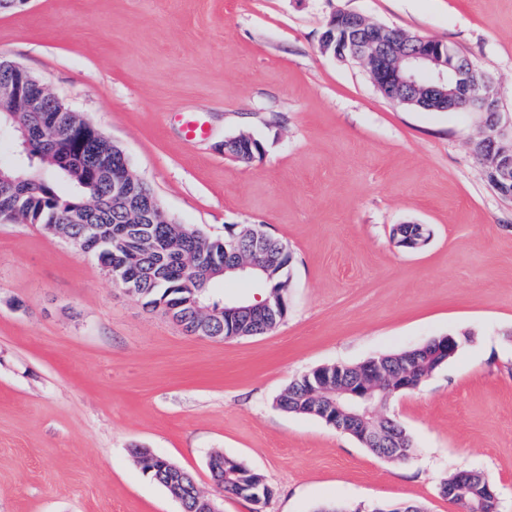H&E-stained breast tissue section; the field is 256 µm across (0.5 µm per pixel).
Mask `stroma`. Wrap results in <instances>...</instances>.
<instances>
[{
  "label": "stroma",
  "instance_id": "obj_1",
  "mask_svg": "<svg viewBox=\"0 0 512 512\" xmlns=\"http://www.w3.org/2000/svg\"><path fill=\"white\" fill-rule=\"evenodd\" d=\"M460 50L512 113V0H29L0 11L21 64L126 153L168 217L224 237L250 225L291 256L288 314L230 340L187 334L39 225L0 223V512H181L134 454L213 494L219 451L265 475L263 512H373L483 474L512 512V200L471 150L481 118L395 104L367 68L320 50L331 13ZM201 117L207 139L183 140ZM264 148L245 165L226 137ZM430 230L416 250L397 225ZM464 336L418 389L378 405L412 442L377 456L281 410L289 383Z\"/></svg>",
  "mask_w": 512,
  "mask_h": 512
}]
</instances>
